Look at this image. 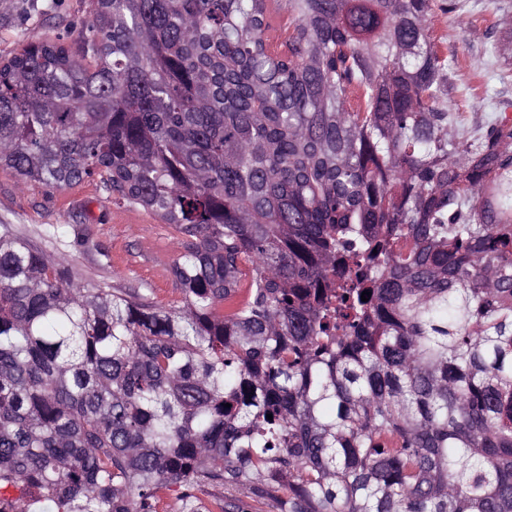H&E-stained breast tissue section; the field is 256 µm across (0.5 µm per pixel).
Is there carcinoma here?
Instances as JSON below:
<instances>
[{
	"instance_id": "cac0c4a2",
	"label": "carcinoma",
	"mask_w": 512,
	"mask_h": 512,
	"mask_svg": "<svg viewBox=\"0 0 512 512\" xmlns=\"http://www.w3.org/2000/svg\"><path fill=\"white\" fill-rule=\"evenodd\" d=\"M267 2L0 62V165L183 246L166 308L0 224V512H512V118L440 102L436 0Z\"/></svg>"
}]
</instances>
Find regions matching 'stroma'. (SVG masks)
<instances>
[{
    "label": "stroma",
    "instance_id": "obj_1",
    "mask_svg": "<svg viewBox=\"0 0 512 512\" xmlns=\"http://www.w3.org/2000/svg\"><path fill=\"white\" fill-rule=\"evenodd\" d=\"M461 2L457 12H435L431 27L448 56L442 101L470 132L497 103H508L512 116V0ZM89 12L90 0H0V59L43 40L72 44ZM0 224L14 225L46 249L67 252L81 283L135 288L164 304L178 297L170 274L180 252L178 233L142 208L115 204L99 179L53 190L21 185L0 167ZM52 224L87 234L91 247L46 238Z\"/></svg>",
    "mask_w": 512,
    "mask_h": 512
}]
</instances>
